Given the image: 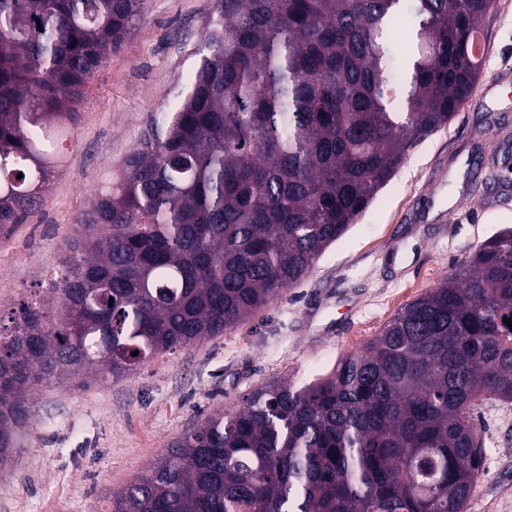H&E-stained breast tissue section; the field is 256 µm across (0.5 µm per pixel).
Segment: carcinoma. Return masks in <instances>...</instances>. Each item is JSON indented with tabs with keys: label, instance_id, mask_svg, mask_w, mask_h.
Wrapping results in <instances>:
<instances>
[{
	"label": "carcinoma",
	"instance_id": "obj_1",
	"mask_svg": "<svg viewBox=\"0 0 512 512\" xmlns=\"http://www.w3.org/2000/svg\"><path fill=\"white\" fill-rule=\"evenodd\" d=\"M140 5L0 0L1 236L40 204L51 124L73 121ZM495 7L214 0L178 104L91 196L49 296L0 310V460L31 392L118 381L304 278L469 97L474 36ZM506 318L512 225L327 374L211 415L112 512H467L483 462L475 411L512 402Z\"/></svg>",
	"mask_w": 512,
	"mask_h": 512
}]
</instances>
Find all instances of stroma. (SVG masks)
Segmentation results:
<instances>
[{
    "mask_svg": "<svg viewBox=\"0 0 512 512\" xmlns=\"http://www.w3.org/2000/svg\"><path fill=\"white\" fill-rule=\"evenodd\" d=\"M214 0H142L90 80L40 207L0 237V309L48 288L95 189L111 182L190 73ZM482 25L487 53L448 126L412 146L350 230L281 297L223 336L160 355L117 382L36 390L0 462V512H111L112 496L211 414L277 380L302 385L362 350L405 304L512 225V0ZM499 123L487 127V114ZM483 471L468 512H512V404L477 411Z\"/></svg>",
    "mask_w": 512,
    "mask_h": 512,
    "instance_id": "stroma-1",
    "label": "stroma"
}]
</instances>
